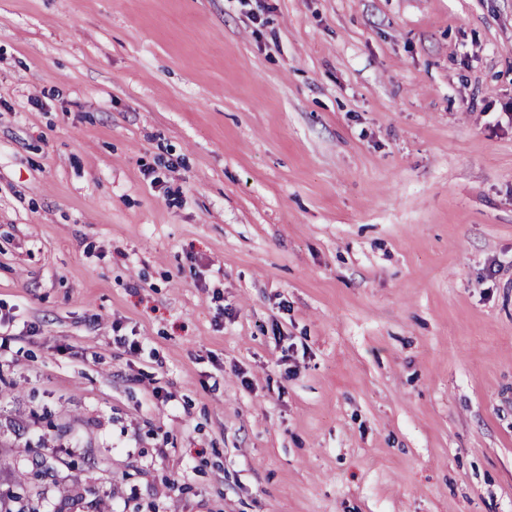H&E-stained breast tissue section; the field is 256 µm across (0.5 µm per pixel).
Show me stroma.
<instances>
[{
	"label": "stroma",
	"instance_id": "1",
	"mask_svg": "<svg viewBox=\"0 0 512 512\" xmlns=\"http://www.w3.org/2000/svg\"><path fill=\"white\" fill-rule=\"evenodd\" d=\"M0 311L30 512H512V0H0Z\"/></svg>",
	"mask_w": 512,
	"mask_h": 512
}]
</instances>
